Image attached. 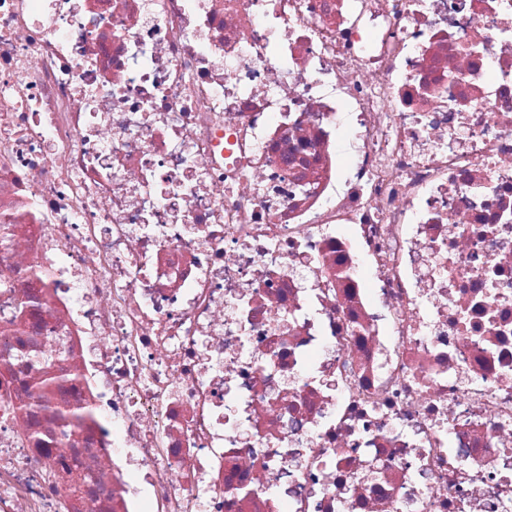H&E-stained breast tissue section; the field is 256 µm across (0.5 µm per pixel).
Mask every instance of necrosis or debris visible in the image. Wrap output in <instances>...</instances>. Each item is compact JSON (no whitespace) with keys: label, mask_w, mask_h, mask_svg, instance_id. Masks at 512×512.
I'll return each instance as SVG.
<instances>
[{"label":"necrosis or debris","mask_w":512,"mask_h":512,"mask_svg":"<svg viewBox=\"0 0 512 512\" xmlns=\"http://www.w3.org/2000/svg\"><path fill=\"white\" fill-rule=\"evenodd\" d=\"M0 512H512V0H0Z\"/></svg>","instance_id":"necrosis-or-debris-1"}]
</instances>
